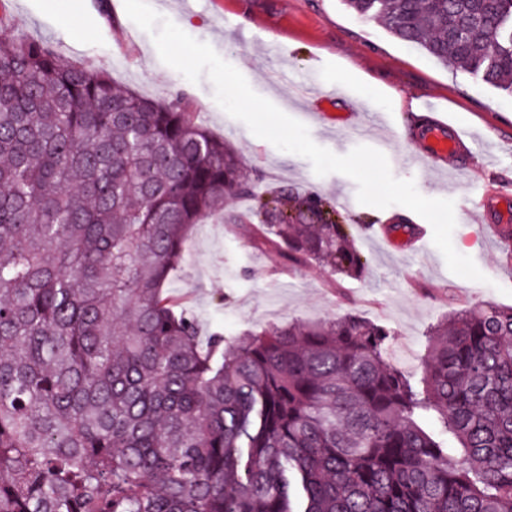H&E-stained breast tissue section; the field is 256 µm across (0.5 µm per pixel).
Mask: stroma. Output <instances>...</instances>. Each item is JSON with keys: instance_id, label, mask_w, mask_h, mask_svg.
<instances>
[{"instance_id": "obj_1", "label": "stroma", "mask_w": 512, "mask_h": 512, "mask_svg": "<svg viewBox=\"0 0 512 512\" xmlns=\"http://www.w3.org/2000/svg\"><path fill=\"white\" fill-rule=\"evenodd\" d=\"M193 38L208 43L235 66L252 89L304 123L315 143L344 155L359 145L383 152L392 174L414 180L428 198L471 206L481 190H496L512 206V94L437 63L390 36L379 24L347 10L341 0H149ZM274 35L281 47L265 45ZM39 38L76 65L110 72L137 93L166 99L187 94L197 119L242 155L259 194L291 188L320 194L349 214L421 223L401 205L360 204L349 177L317 176L304 157L254 136L215 102L208 78L188 81L164 64L151 36L127 16L123 0H0V39ZM349 72L335 84L336 68ZM445 112L472 139L463 161L433 167L413 152L403 133L416 116ZM479 223L457 224L452 242L473 258L484 281L452 274L431 236L420 247L390 242L351 225L368 264L358 279L317 264L295 266L272 248H255L253 227L204 218L188 233L184 261L167 291L196 318L200 342L214 333L233 337L271 324L318 321L356 312L390 324L395 344H407L411 361L423 353L430 327L483 303L512 305V267L496 242L479 247Z\"/></svg>"}]
</instances>
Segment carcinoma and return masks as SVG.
<instances>
[{"mask_svg": "<svg viewBox=\"0 0 512 512\" xmlns=\"http://www.w3.org/2000/svg\"><path fill=\"white\" fill-rule=\"evenodd\" d=\"M344 3L512 94V0ZM273 200L185 94L0 40V512H512V306L437 323L412 370L355 312L200 343L166 288L211 213L365 273L320 196Z\"/></svg>", "mask_w": 512, "mask_h": 512, "instance_id": "1", "label": "carcinoma"}]
</instances>
